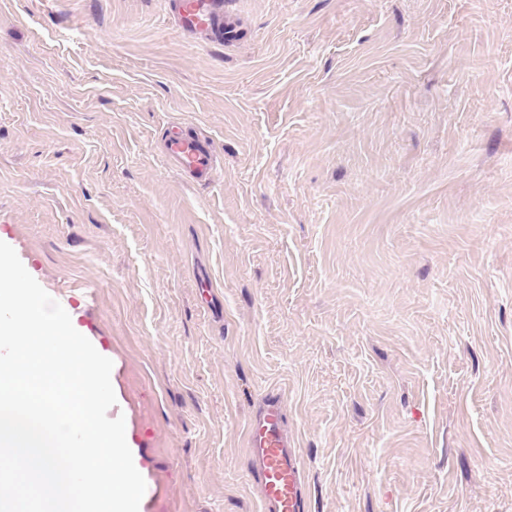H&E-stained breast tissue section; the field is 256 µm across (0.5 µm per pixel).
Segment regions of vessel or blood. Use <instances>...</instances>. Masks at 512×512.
<instances>
[{
	"label": "vessel or blood",
	"mask_w": 512,
	"mask_h": 512,
	"mask_svg": "<svg viewBox=\"0 0 512 512\" xmlns=\"http://www.w3.org/2000/svg\"><path fill=\"white\" fill-rule=\"evenodd\" d=\"M165 14L185 34L206 35L220 44L236 40L238 29L231 0H164ZM166 158L199 182L213 183L218 164L205 141L172 128ZM246 453L260 489V512H309L306 472L294 442L284 428L277 395H267L259 413L247 425Z\"/></svg>",
	"instance_id": "1"
}]
</instances>
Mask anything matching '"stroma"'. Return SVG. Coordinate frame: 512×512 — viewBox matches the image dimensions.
Here are the masks:
<instances>
[{"mask_svg": "<svg viewBox=\"0 0 512 512\" xmlns=\"http://www.w3.org/2000/svg\"><path fill=\"white\" fill-rule=\"evenodd\" d=\"M0 0V241L112 360L139 512H512V0ZM182 124L220 177L170 168ZM231 0H164L165 14L185 34H204L213 42L230 44L239 30ZM246 453L260 489L261 512H309L306 472L284 428L280 399L268 394L247 425Z\"/></svg>", "mask_w": 512, "mask_h": 512, "instance_id": "35a3bbf8", "label": "stroma"}]
</instances>
